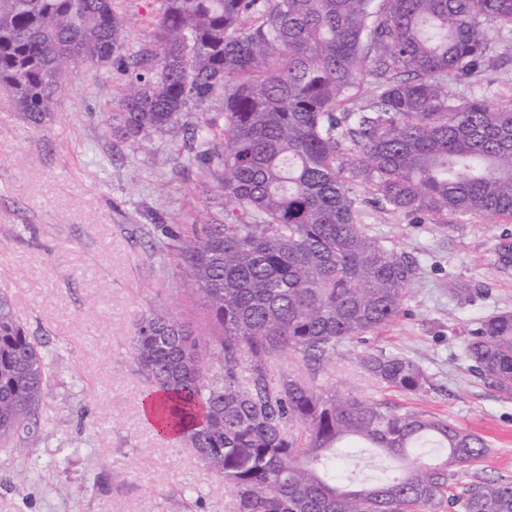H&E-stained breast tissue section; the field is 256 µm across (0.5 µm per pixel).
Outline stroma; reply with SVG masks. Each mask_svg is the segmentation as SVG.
Returning a JSON list of instances; mask_svg holds the SVG:
<instances>
[{"label":"stroma","mask_w":512,"mask_h":512,"mask_svg":"<svg viewBox=\"0 0 512 512\" xmlns=\"http://www.w3.org/2000/svg\"><path fill=\"white\" fill-rule=\"evenodd\" d=\"M128 21L129 51L153 44L159 0H112ZM498 66L478 94L500 101L512 84V32L484 25ZM130 72L65 68L63 89L40 125L12 109L0 86V292L48 356L51 379L36 437L0 450V512H230L232 501L188 447L158 437L142 417L147 387L135 370L133 336L145 314L182 310L187 283L166 230L223 218L183 142L153 135L130 146L102 119ZM357 219L413 258L418 277L402 315L366 342L338 346L318 376L393 410L421 412L472 431L489 445L450 485L512 481V395L477 378L462 354L470 323L512 311V267L495 248L512 219L423 215L366 204ZM385 350L417 360L430 383L400 394L373 380L359 359ZM36 455H29V448Z\"/></svg>","instance_id":"35a3bbf8"}]
</instances>
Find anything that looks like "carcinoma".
I'll return each instance as SVG.
<instances>
[{
    "label": "carcinoma",
    "instance_id": "obj_1",
    "mask_svg": "<svg viewBox=\"0 0 512 512\" xmlns=\"http://www.w3.org/2000/svg\"><path fill=\"white\" fill-rule=\"evenodd\" d=\"M160 0L155 44L127 52L112 0H0V84L39 125L68 63L135 74L104 124L135 144L183 141L222 192V223L169 234L210 333L151 313L133 337L153 430L176 435L216 475L233 512H512V482L448 494L450 470L488 453L481 436L399 414L316 376L344 341L400 317L416 262L358 223L352 185L374 207L512 218V99L447 91L494 67L482 22L512 31V0ZM370 85L361 98V83ZM224 95L196 127L191 102ZM289 354L304 369L274 370ZM471 371L512 395V311L472 322ZM363 369L401 393L427 375L368 352ZM50 368L0 293V445L37 429ZM369 448L404 461L357 481Z\"/></svg>",
    "mask_w": 512,
    "mask_h": 512
}]
</instances>
